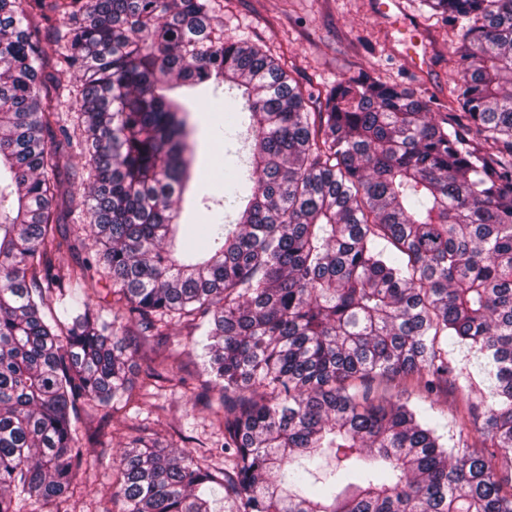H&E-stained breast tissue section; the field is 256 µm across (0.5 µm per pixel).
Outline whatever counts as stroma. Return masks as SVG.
Segmentation results:
<instances>
[{"mask_svg": "<svg viewBox=\"0 0 512 512\" xmlns=\"http://www.w3.org/2000/svg\"><path fill=\"white\" fill-rule=\"evenodd\" d=\"M224 34L234 40L258 45L277 59L302 89L321 90L358 69L374 72L381 80L413 89L436 102L447 103L453 88L452 32L437 20L421 0H398L388 12H380L377 0H215ZM413 39L422 67L410 68L403 56L405 39ZM45 66L41 72V97L59 102L68 126L78 123L74 75L56 76L64 43L56 35L40 38ZM199 143L207 141L208 129L224 122L223 91L200 93ZM213 155L206 148L199 154L202 168H209ZM56 186V216L62 228L78 229L73 250L59 255L62 265H72L86 255L92 242L90 227L78 206L87 177L86 159L79 144L60 145ZM454 368H467L470 380L449 381L448 389L433 402L430 415L443 437L455 430V410L461 395H468L476 415L485 411L486 384L480 361L467 347L448 349ZM181 380L161 382L155 394L140 407L129 410L134 425L163 435L174 447H195L197 442L218 439L211 425L210 410L192 404L190 390L203 380L201 361L193 348L181 355ZM77 423L80 436L98 435L97 456L82 476L76 492L78 512H96L98 503L112 496V469L124 448L125 435L112 431L111 406L82 407Z\"/></svg>", "mask_w": 512, "mask_h": 512, "instance_id": "1", "label": "stroma"}]
</instances>
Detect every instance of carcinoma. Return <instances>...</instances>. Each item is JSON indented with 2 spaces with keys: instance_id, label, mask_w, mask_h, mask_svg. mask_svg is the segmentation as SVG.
I'll return each instance as SVG.
<instances>
[{
  "instance_id": "carcinoma-1",
  "label": "carcinoma",
  "mask_w": 512,
  "mask_h": 512,
  "mask_svg": "<svg viewBox=\"0 0 512 512\" xmlns=\"http://www.w3.org/2000/svg\"><path fill=\"white\" fill-rule=\"evenodd\" d=\"M454 39L457 112L362 70L306 94L261 48L224 37L213 0H0V512H73L93 449L81 403L130 409L200 350L222 442L137 434L115 467L121 512H512V0H423ZM66 28L94 251L77 265L52 218L39 99L43 23ZM224 89L217 218L192 246L178 204L196 179L198 111L176 87ZM112 274V320L91 270ZM171 353L128 374L127 323ZM481 359L451 448L426 408ZM448 361L456 372L461 367H466L471 373L473 384L469 388V400L475 406V414L477 416V426H480L484 420L485 403L484 397L487 383L483 382L484 376L481 373L480 359L470 352L466 346L454 345L448 346Z\"/></svg>"
}]
</instances>
